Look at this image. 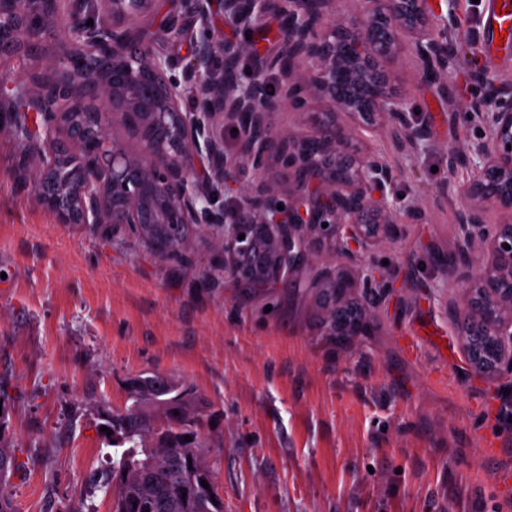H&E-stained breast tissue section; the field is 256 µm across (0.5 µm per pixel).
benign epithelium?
<instances>
[{"mask_svg": "<svg viewBox=\"0 0 512 512\" xmlns=\"http://www.w3.org/2000/svg\"><path fill=\"white\" fill-rule=\"evenodd\" d=\"M156 3L0 0V56L33 57L45 30L64 34L58 53L13 81L14 94L0 93V111L9 114L4 129L40 169L36 198L61 224H108L112 233L123 225L170 224L177 236L201 224L224 249L206 276L211 283L229 278L265 288L303 277L325 252L330 266L308 278L318 289L324 326L331 335L366 330L370 306L352 304L351 291L381 287L382 274L367 258L375 240L397 234L399 218L384 197L397 174L370 151H349V132L336 115L400 145L425 140L423 124L406 110L381 61H392L406 44L421 77L438 74L452 57L454 13L436 25L431 0H356L348 19L339 15L340 0H220L224 17L246 29L268 14L280 18L282 49L255 58L244 84L239 66L249 46L211 27L212 0H177L149 36L142 23ZM184 37L193 50L178 78L166 44ZM269 70L279 76L274 94L265 80ZM343 71L365 90V104L336 92ZM188 86L197 96L192 111L182 109ZM318 103L329 111L307 135L274 132L277 113L305 115ZM78 106L95 128L64 122ZM475 108L465 118L479 123L480 137L446 151L449 170H472L459 187V259L449 267L465 299L468 362L478 375L493 377L512 372V95L493 85ZM109 115L137 149L109 132ZM225 121L238 129L234 158L224 156ZM70 157L79 166L60 185L54 175ZM274 164L294 172L292 186L263 178ZM241 165L257 180L239 187L238 206L228 213L214 197L237 182ZM491 210L508 212V220L486 223ZM181 470L187 487L205 480L219 496L211 471L187 460Z\"/></svg>", "mask_w": 512, "mask_h": 512, "instance_id": "7a95c632", "label": "benign epithelium"}]
</instances>
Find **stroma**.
<instances>
[{
    "instance_id": "35a3bbf8",
    "label": "stroma",
    "mask_w": 512,
    "mask_h": 512,
    "mask_svg": "<svg viewBox=\"0 0 512 512\" xmlns=\"http://www.w3.org/2000/svg\"><path fill=\"white\" fill-rule=\"evenodd\" d=\"M489 0H440L454 10L455 52L438 82L401 52L395 84L428 136L399 148L359 132L397 179L386 201L401 224L370 247L388 287L371 331L331 341L305 281L246 290L200 282L219 242L194 236L193 262H165L134 235L60 224L16 173L26 160L0 132V438L24 470L8 488L18 512H112L97 477L112 465L108 413L130 404L128 378L157 372L209 412L198 431L224 512H512V377L473 375L455 319L463 303L435 253L456 254L455 189L444 154L480 134L460 113L480 96L473 73L512 83V53L489 65ZM226 40L273 51L278 22ZM418 339L408 357L401 339ZM504 456H487L490 442Z\"/></svg>"
}]
</instances>
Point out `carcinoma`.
<instances>
[{
	"instance_id": "cac0c4a2",
	"label": "carcinoma",
	"mask_w": 512,
	"mask_h": 512,
	"mask_svg": "<svg viewBox=\"0 0 512 512\" xmlns=\"http://www.w3.org/2000/svg\"><path fill=\"white\" fill-rule=\"evenodd\" d=\"M158 374L138 377L132 390L133 403L111 416L109 425L131 446L124 449L117 464L101 473L100 479L112 489L113 512H224L216 508L206 493L185 492L184 480L174 459L194 457L198 465L207 467L196 453L197 443L184 441V435L198 434L204 403L192 392L177 399L175 394L156 384ZM166 421V430L153 445V465L146 474L136 466L144 457L138 443L154 434L156 418ZM0 466L12 476L23 464L16 461L14 448L0 443Z\"/></svg>"
}]
</instances>
